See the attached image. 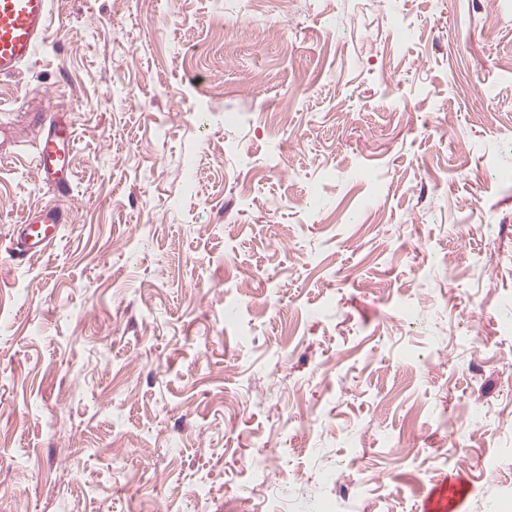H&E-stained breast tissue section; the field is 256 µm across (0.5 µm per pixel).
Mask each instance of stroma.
<instances>
[{"label": "stroma", "mask_w": 512, "mask_h": 512, "mask_svg": "<svg viewBox=\"0 0 512 512\" xmlns=\"http://www.w3.org/2000/svg\"><path fill=\"white\" fill-rule=\"evenodd\" d=\"M447 475L512 512V0H51L0 79V512H421ZM67 128L74 142V130L58 118L50 117L47 131L35 143L32 164L37 174L46 182L54 183L59 190H65L70 182L72 171L66 180L70 164V149ZM68 221L59 207L45 206L39 215H27L20 224L13 228V251L28 253L31 251L43 252L59 237V224Z\"/></svg>", "instance_id": "1"}]
</instances>
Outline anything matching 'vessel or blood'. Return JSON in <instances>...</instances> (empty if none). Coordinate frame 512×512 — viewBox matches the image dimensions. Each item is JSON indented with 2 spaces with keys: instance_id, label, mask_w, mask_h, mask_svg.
Instances as JSON below:
<instances>
[{
  "instance_id": "1",
  "label": "vessel or blood",
  "mask_w": 512,
  "mask_h": 512,
  "mask_svg": "<svg viewBox=\"0 0 512 512\" xmlns=\"http://www.w3.org/2000/svg\"><path fill=\"white\" fill-rule=\"evenodd\" d=\"M50 0H0V79H9L34 64L35 52L49 35ZM32 164L44 181L66 189L70 164L69 139L60 119L50 118L36 142ZM68 217L57 206L26 216L13 228L12 242L19 253L43 252L59 237Z\"/></svg>"
}]
</instances>
